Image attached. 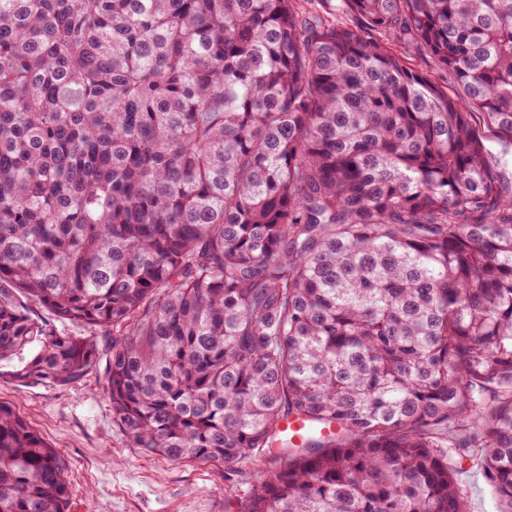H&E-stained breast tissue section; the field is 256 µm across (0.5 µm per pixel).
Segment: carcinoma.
<instances>
[{"label":"carcinoma","instance_id":"1","mask_svg":"<svg viewBox=\"0 0 512 512\" xmlns=\"http://www.w3.org/2000/svg\"><path fill=\"white\" fill-rule=\"evenodd\" d=\"M317 1L0 0V363L112 332L114 421L237 512H467L469 448L512 512V0ZM0 512H69L2 404ZM385 42H389V44L391 45L390 47L397 54H403L404 56H406L408 62L411 64L412 67L421 70L424 73L434 76L437 82H439L443 86H448V92H451L454 89L455 85L453 79L450 77L446 70L438 68L433 62L429 61L427 58L423 56H416L412 53H409L408 50L404 48V45L396 41H392L390 39ZM473 126L485 137L486 145L489 149L488 160L491 164L502 160L506 154V158L511 159L512 154V140L500 137L494 129L490 128L484 116L480 113H474ZM33 309L35 317L51 323L59 333L65 336H101L103 334L98 329H94V327L61 321L51 311L39 305H34Z\"/></svg>","mask_w":512,"mask_h":512}]
</instances>
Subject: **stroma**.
<instances>
[{"label": "stroma", "mask_w": 512, "mask_h": 512, "mask_svg": "<svg viewBox=\"0 0 512 512\" xmlns=\"http://www.w3.org/2000/svg\"><path fill=\"white\" fill-rule=\"evenodd\" d=\"M9 405L64 455L70 512H235L224 470L174 462L133 447L112 419L103 368L67 385L23 386L0 375ZM468 512H500L497 496L474 461L457 462Z\"/></svg>", "instance_id": "1"}]
</instances>
